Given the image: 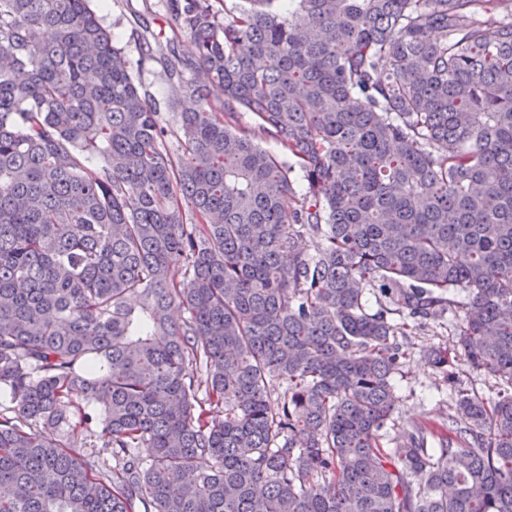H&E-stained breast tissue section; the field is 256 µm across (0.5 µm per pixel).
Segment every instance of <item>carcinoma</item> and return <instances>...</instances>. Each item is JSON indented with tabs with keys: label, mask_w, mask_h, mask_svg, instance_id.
Segmentation results:
<instances>
[{
	"label": "carcinoma",
	"mask_w": 512,
	"mask_h": 512,
	"mask_svg": "<svg viewBox=\"0 0 512 512\" xmlns=\"http://www.w3.org/2000/svg\"><path fill=\"white\" fill-rule=\"evenodd\" d=\"M278 2L172 0V154L92 0H0V512H512V0ZM453 287L496 398L386 448ZM73 423L76 427L72 438L75 448L72 449L83 459L105 462L107 467L112 468L114 462L109 451H106L107 448H104L108 438L102 432V425L98 420L82 421L80 413L74 412Z\"/></svg>",
	"instance_id": "1"
}]
</instances>
